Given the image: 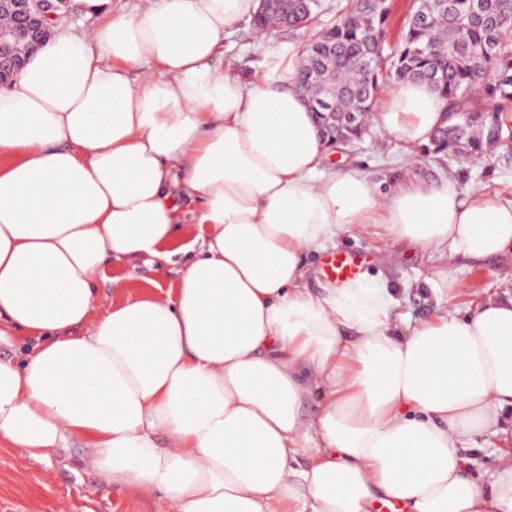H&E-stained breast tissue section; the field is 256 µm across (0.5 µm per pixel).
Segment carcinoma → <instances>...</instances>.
<instances>
[{"label":"carcinoma","mask_w":512,"mask_h":512,"mask_svg":"<svg viewBox=\"0 0 512 512\" xmlns=\"http://www.w3.org/2000/svg\"><path fill=\"white\" fill-rule=\"evenodd\" d=\"M483 18L467 10L449 14L434 10L427 28L408 18L400 31L390 62L383 63L385 13L374 0H346L336 7V51L305 56L296 71L300 87L311 86L312 97L324 96L345 111L350 98L368 87L379 90L388 83L414 80L429 84L447 103L448 124L434 137H450L448 155L458 145L453 135L475 154L485 145L512 148V0H482ZM321 0L292 5L290 20L297 29L306 28ZM494 44L488 55L484 47ZM376 57L377 66L366 71L361 61Z\"/></svg>","instance_id":"1"}]
</instances>
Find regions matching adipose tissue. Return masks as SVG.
<instances>
[{"instance_id":"ef3b65f1","label":"adipose tissue","mask_w":512,"mask_h":512,"mask_svg":"<svg viewBox=\"0 0 512 512\" xmlns=\"http://www.w3.org/2000/svg\"><path fill=\"white\" fill-rule=\"evenodd\" d=\"M82 3L100 21L56 27L0 86V446L47 461L79 439L103 479L169 512H512V448L486 484L467 454L512 407V293L464 312L438 270L434 315L400 336L369 273L305 283L308 255L376 224L483 263L512 249V200L324 172L293 66L245 84L218 60L258 0ZM444 110L400 81L380 118L423 144ZM187 218L198 233L173 248ZM180 254L175 284L99 309L106 263L162 277Z\"/></svg>"}]
</instances>
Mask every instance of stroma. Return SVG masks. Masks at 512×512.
I'll return each mask as SVG.
<instances>
[{
    "mask_svg": "<svg viewBox=\"0 0 512 512\" xmlns=\"http://www.w3.org/2000/svg\"><path fill=\"white\" fill-rule=\"evenodd\" d=\"M338 2L322 0L323 11L308 31L284 28L261 35L252 24H241L224 38L221 60L225 69L246 83L256 70L287 63L298 56L311 32L321 31L332 22ZM384 104V95H377L372 105L374 117L361 140L328 149L325 171L356 168L384 186L404 175L420 180L450 177L463 191L479 186L512 194V149L496 147L455 161L437 153L431 143L410 147L383 131L377 115ZM336 248L365 254L363 271L381 276L394 288L401 314L397 333H406L434 311L436 297L425 282L436 265L430 251L393 239L380 226L367 233L340 234ZM448 274L451 302L465 309L471 302L512 290V254L482 264L454 259L448 263ZM155 278V272L142 264H109L105 281L98 285L100 308L108 309L128 296L149 291ZM86 458V449L75 439L44 462L29 458L21 449L0 447V512H168L159 491L112 485L88 465Z\"/></svg>",
    "mask_w": 512,
    "mask_h": 512,
    "instance_id": "obj_1",
    "label": "stroma"
}]
</instances>
